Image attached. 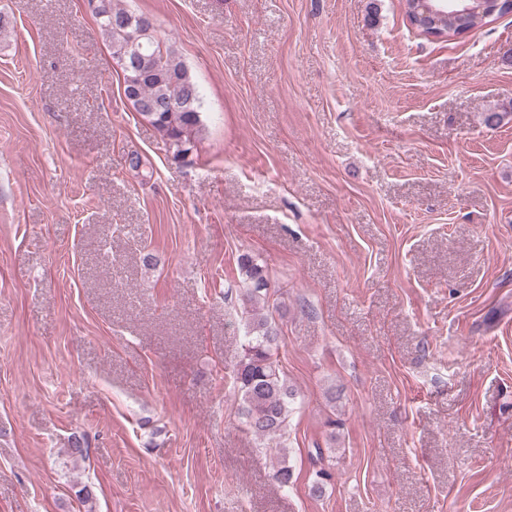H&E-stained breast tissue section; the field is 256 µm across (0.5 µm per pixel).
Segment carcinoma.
Listing matches in <instances>:
<instances>
[{"label":"carcinoma","mask_w":512,"mask_h":512,"mask_svg":"<svg viewBox=\"0 0 512 512\" xmlns=\"http://www.w3.org/2000/svg\"><path fill=\"white\" fill-rule=\"evenodd\" d=\"M486 2L484 10L469 15L465 27H459L451 17L442 25L420 29L427 37L449 40L460 30L480 28L492 16L504 14V4L512 0H472L477 5ZM105 15L95 16L100 27L110 36L112 58L133 61V36L138 18L119 7L115 0H105ZM138 64L124 71V81H133L138 100L128 104L159 133L164 143L172 144L177 154L186 153L201 131L197 86L181 56L171 45L160 40H143ZM239 274L245 288L241 301L245 306L266 303L270 297V281L261 264L250 254L239 255ZM246 334L242 354L232 370V387L238 397V412L248 430L257 438L274 442L280 439L296 402L297 391L283 371L279 355V330L275 321L251 310L245 323ZM314 476L312 488L318 492L333 481L335 474L325 464L323 448L315 446L309 454ZM280 488L294 483V469L280 461L273 474Z\"/></svg>","instance_id":"cac0c4a2"}]
</instances>
